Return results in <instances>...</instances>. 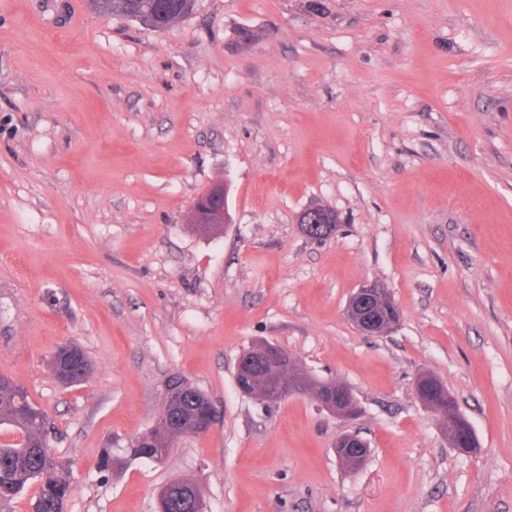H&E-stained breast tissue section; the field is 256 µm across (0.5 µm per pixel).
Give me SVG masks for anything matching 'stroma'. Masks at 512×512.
<instances>
[{"mask_svg":"<svg viewBox=\"0 0 512 512\" xmlns=\"http://www.w3.org/2000/svg\"><path fill=\"white\" fill-rule=\"evenodd\" d=\"M312 1L196 0L154 32L0 0V374L47 414L65 512H155L175 478L206 512H512V0ZM220 183L230 220L200 233L193 201ZM314 206L339 218L321 240L298 223ZM372 285L401 313L383 336L345 315ZM261 340L360 414L242 394ZM68 342L93 365L70 388L50 368ZM175 373L209 433L100 471ZM345 433L361 469L336 459ZM340 445L342 446L341 448H347L348 453L357 464V470L363 467L367 462L370 455V448L365 440H362L355 434L348 433Z\"/></svg>","mask_w":512,"mask_h":512,"instance_id":"1","label":"stroma"}]
</instances>
